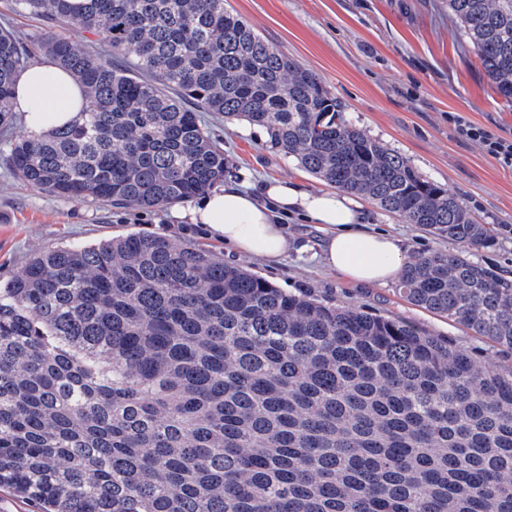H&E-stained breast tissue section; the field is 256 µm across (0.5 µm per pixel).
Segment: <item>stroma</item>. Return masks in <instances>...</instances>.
Instances as JSON below:
<instances>
[{
  "label": "stroma",
  "mask_w": 512,
  "mask_h": 512,
  "mask_svg": "<svg viewBox=\"0 0 512 512\" xmlns=\"http://www.w3.org/2000/svg\"><path fill=\"white\" fill-rule=\"evenodd\" d=\"M270 45L312 71L346 118L406 158L427 180L447 188L480 224L495 228L493 243L473 258L512 278V167L478 141L457 132L452 116L512 139V107L487 82L478 55L460 35L446 0H226ZM229 162L230 174L250 171L256 180L292 179L320 190L323 182L296 159L271 149L263 130L223 114L203 116ZM0 138V282L17 275L39 251L91 245L117 235L148 233L222 251L239 265L293 293L331 304L350 303L373 316L400 317L455 348L512 370V350L475 336L446 316L404 300L394 285L355 284L318 260L316 225L292 216L288 230L297 250L268 264L225 250L219 237L183 218L187 203L164 209L115 208L51 197L20 183L5 164ZM369 221L397 234L409 256L456 252L457 242L405 223L376 204Z\"/></svg>",
  "instance_id": "obj_1"
}]
</instances>
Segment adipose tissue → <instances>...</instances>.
<instances>
[{
    "mask_svg": "<svg viewBox=\"0 0 512 512\" xmlns=\"http://www.w3.org/2000/svg\"><path fill=\"white\" fill-rule=\"evenodd\" d=\"M85 106L82 85L51 58L40 59L17 78L14 110L29 135L72 121ZM188 215L238 253L268 262L295 247L285 224L288 216L321 225L323 265L359 284L387 285L401 277L407 262L399 238L370 227L360 200L343 192H315L289 179L254 187L249 173L240 172L201 196Z\"/></svg>",
    "mask_w": 512,
    "mask_h": 512,
    "instance_id": "ef3b65f1",
    "label": "adipose tissue"
}]
</instances>
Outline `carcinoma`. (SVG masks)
Segmentation results:
<instances>
[{"mask_svg":"<svg viewBox=\"0 0 512 512\" xmlns=\"http://www.w3.org/2000/svg\"><path fill=\"white\" fill-rule=\"evenodd\" d=\"M0 127L17 74L83 85L68 125L10 144L47 195L164 208L224 180L201 114L265 130L318 179L459 243L397 291L512 349V279L470 258L492 230L350 123L309 70L224 0H11ZM512 105V0H448ZM99 38L103 59L57 29ZM0 487L39 512H512V372L401 319L293 294L223 256L129 234L31 258L0 282ZM5 23H8L20 35L39 33L46 28L43 22L37 18L11 12L8 2L0 0V24Z\"/></svg>","mask_w":512,"mask_h":512,"instance_id":"cac0c4a2","label":"carcinoma"}]
</instances>
